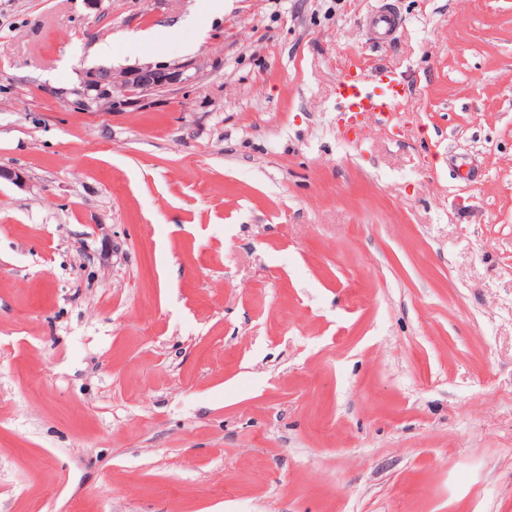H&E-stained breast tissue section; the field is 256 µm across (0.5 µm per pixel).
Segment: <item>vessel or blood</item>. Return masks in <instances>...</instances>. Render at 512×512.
Returning a JSON list of instances; mask_svg holds the SVG:
<instances>
[{"instance_id":"vessel-or-blood-1","label":"vessel or blood","mask_w":512,"mask_h":512,"mask_svg":"<svg viewBox=\"0 0 512 512\" xmlns=\"http://www.w3.org/2000/svg\"><path fill=\"white\" fill-rule=\"evenodd\" d=\"M401 91L399 78L391 73L357 71L347 74L341 81L337 104L346 112H374L384 116L393 111Z\"/></svg>"}]
</instances>
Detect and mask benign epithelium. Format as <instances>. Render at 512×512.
<instances>
[{"instance_id":"1","label":"benign epithelium","mask_w":512,"mask_h":512,"mask_svg":"<svg viewBox=\"0 0 512 512\" xmlns=\"http://www.w3.org/2000/svg\"><path fill=\"white\" fill-rule=\"evenodd\" d=\"M189 66L145 64L132 70L116 72L99 68L86 73L77 107L83 111L112 110L136 97L185 83Z\"/></svg>"}]
</instances>
